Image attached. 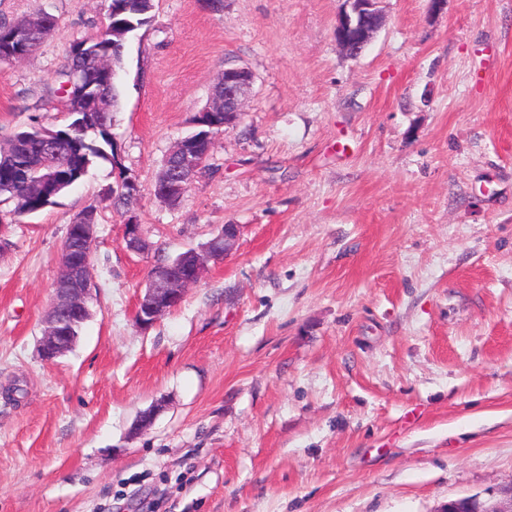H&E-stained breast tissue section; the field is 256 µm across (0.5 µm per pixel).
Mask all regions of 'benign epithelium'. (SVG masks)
I'll list each match as a JSON object with an SVG mask.
<instances>
[{
	"label": "benign epithelium",
	"mask_w": 512,
	"mask_h": 512,
	"mask_svg": "<svg viewBox=\"0 0 512 512\" xmlns=\"http://www.w3.org/2000/svg\"><path fill=\"white\" fill-rule=\"evenodd\" d=\"M380 0H343L338 15L334 38L339 48L349 57H356V48L364 46L382 25ZM252 73L238 66H227L218 76L210 98L218 104L208 105L196 115V125L203 128L197 142L213 143L214 137L240 120L244 106L253 90ZM197 148L179 141L169 157L173 159L175 182L173 195L163 201L180 200L195 180V172L202 167L196 159ZM240 235L237 224H226L220 232L205 243L199 251H188L159 264L150 275L140 295L134 322L141 330L151 328L162 315L177 307L187 288L201 279L211 261L225 258L235 248ZM123 242L127 251L144 254L151 248L142 225L135 220L125 224ZM97 291L90 264L67 250L62 254V269L54 282L55 298L39 342L43 359L51 361L68 351L72 329L91 313L90 304Z\"/></svg>",
	"instance_id": "7a95c632"
}]
</instances>
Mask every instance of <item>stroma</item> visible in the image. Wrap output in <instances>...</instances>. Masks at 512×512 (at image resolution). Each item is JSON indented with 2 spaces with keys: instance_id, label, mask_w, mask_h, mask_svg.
<instances>
[{
  "instance_id": "stroma-1",
  "label": "stroma",
  "mask_w": 512,
  "mask_h": 512,
  "mask_svg": "<svg viewBox=\"0 0 512 512\" xmlns=\"http://www.w3.org/2000/svg\"><path fill=\"white\" fill-rule=\"evenodd\" d=\"M108 0L46 10L0 63V146ZM342 0H154L128 43L116 162L32 215L0 201V512H442L512 492V0H381L356 58ZM254 93L174 205L153 194L225 65ZM136 200L105 195L119 173ZM98 202L92 316L39 355L69 224ZM153 249L122 245L128 219ZM238 246L141 331L152 265ZM152 422L137 429L140 415Z\"/></svg>"
}]
</instances>
